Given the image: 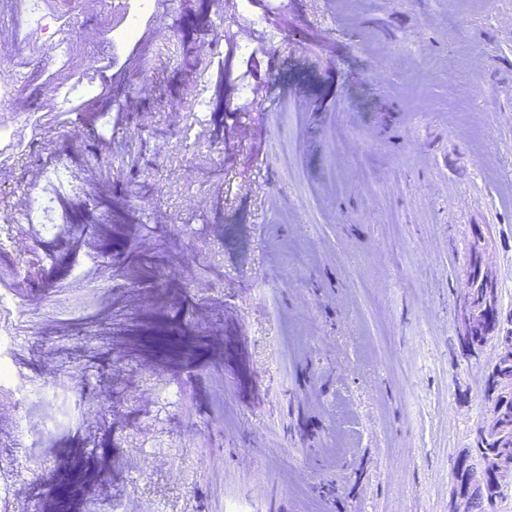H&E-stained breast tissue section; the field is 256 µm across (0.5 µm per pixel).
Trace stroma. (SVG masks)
<instances>
[{
  "label": "stroma",
  "instance_id": "obj_1",
  "mask_svg": "<svg viewBox=\"0 0 512 512\" xmlns=\"http://www.w3.org/2000/svg\"><path fill=\"white\" fill-rule=\"evenodd\" d=\"M46 2L72 16L83 66L135 0ZM154 2L139 44L94 63L111 107L45 109L34 151L0 159V216L33 243L0 271L25 263L16 298L52 307L45 257L78 237L85 261L102 214L50 233L21 222L28 195L53 159L125 162L86 196L139 209L130 242L159 283L108 256L86 277L112 271L126 285L102 303L164 308L168 333L192 326L225 354L139 358L117 325L31 338L22 364L85 368L86 405L24 447L0 399V481L22 486L5 512H40L66 449L107 439L79 512H449L458 461L487 466L471 448L492 422L497 343L459 347L473 241L512 316V0H235L208 17ZM260 42L267 97L219 81ZM44 49L0 23V77ZM201 100L222 109L200 124Z\"/></svg>",
  "mask_w": 512,
  "mask_h": 512
}]
</instances>
